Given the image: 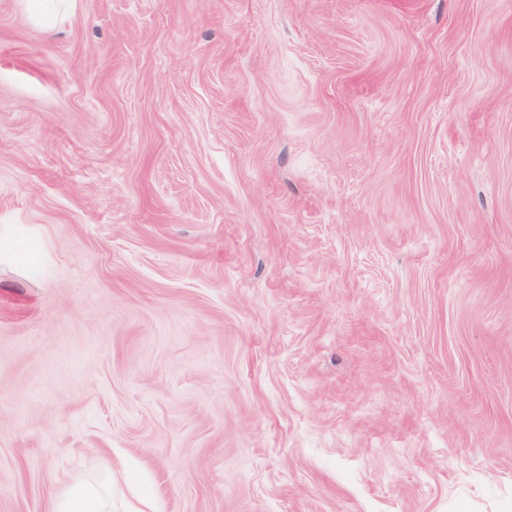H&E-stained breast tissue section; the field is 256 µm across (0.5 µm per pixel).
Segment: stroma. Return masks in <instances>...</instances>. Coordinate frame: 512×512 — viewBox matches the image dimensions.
Wrapping results in <instances>:
<instances>
[{
	"label": "stroma",
	"mask_w": 512,
	"mask_h": 512,
	"mask_svg": "<svg viewBox=\"0 0 512 512\" xmlns=\"http://www.w3.org/2000/svg\"><path fill=\"white\" fill-rule=\"evenodd\" d=\"M512 512V0H0V512ZM67 0H28V8L32 19L43 26L50 27L54 18L56 4ZM56 3V4H54ZM50 512H112V500L101 486L74 482L55 495Z\"/></svg>",
	"instance_id": "1"
}]
</instances>
